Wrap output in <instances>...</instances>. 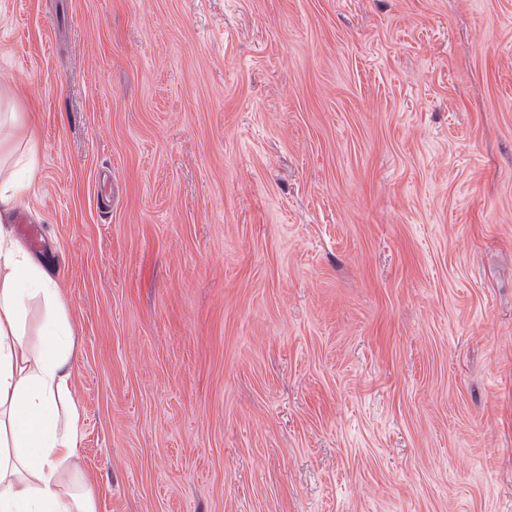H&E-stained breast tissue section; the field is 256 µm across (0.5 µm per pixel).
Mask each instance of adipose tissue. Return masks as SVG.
<instances>
[{"instance_id":"adipose-tissue-1","label":"adipose tissue","mask_w":512,"mask_h":512,"mask_svg":"<svg viewBox=\"0 0 512 512\" xmlns=\"http://www.w3.org/2000/svg\"><path fill=\"white\" fill-rule=\"evenodd\" d=\"M0 126V512H96L88 490L64 487L79 445L71 393L73 333L59 306L60 285L6 226L21 192L8 163L36 160V141L12 101ZM46 315L30 345L31 300Z\"/></svg>"}]
</instances>
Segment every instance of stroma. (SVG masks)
<instances>
[{
  "instance_id": "obj_1",
  "label": "stroma",
  "mask_w": 512,
  "mask_h": 512,
  "mask_svg": "<svg viewBox=\"0 0 512 512\" xmlns=\"http://www.w3.org/2000/svg\"><path fill=\"white\" fill-rule=\"evenodd\" d=\"M97 512H512V0H0Z\"/></svg>"
}]
</instances>
